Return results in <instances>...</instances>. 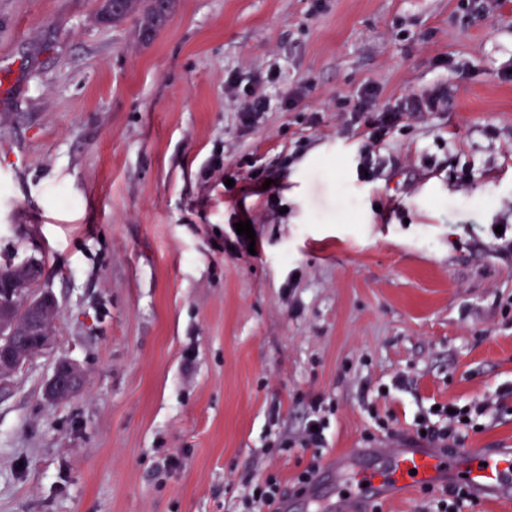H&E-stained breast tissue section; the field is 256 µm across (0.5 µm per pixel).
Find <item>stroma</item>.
Here are the masks:
<instances>
[{
  "mask_svg": "<svg viewBox=\"0 0 512 512\" xmlns=\"http://www.w3.org/2000/svg\"><path fill=\"white\" fill-rule=\"evenodd\" d=\"M101 5L0 0V256L59 303L0 395V512H260L317 399L326 461L448 402L500 401L460 445L512 448V0H175L148 42ZM368 84L452 100L373 147L336 110ZM256 85L243 88L233 95L237 102L235 112H237L238 125L244 132L259 128L266 112L270 111V99L260 92ZM83 380V371L78 365L60 360L46 384L45 395L51 401L71 398L79 391ZM284 493L281 482L277 478L269 476L256 486L253 497L264 505L273 506L284 497Z\"/></svg>",
  "mask_w": 512,
  "mask_h": 512,
  "instance_id": "obj_1",
  "label": "stroma"
}]
</instances>
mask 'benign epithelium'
<instances>
[{
    "label": "benign epithelium",
    "instance_id": "benign-epithelium-1",
    "mask_svg": "<svg viewBox=\"0 0 512 512\" xmlns=\"http://www.w3.org/2000/svg\"><path fill=\"white\" fill-rule=\"evenodd\" d=\"M0 265L11 274L0 279V393L32 358L53 345L52 323L58 302L45 287L40 260L32 257L20 264L3 259ZM84 380L82 369L60 360L45 387L51 401L73 397Z\"/></svg>",
    "mask_w": 512,
    "mask_h": 512
}]
</instances>
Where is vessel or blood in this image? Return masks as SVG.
Instances as JSON below:
<instances>
[{
  "label": "vessel or blood",
  "instance_id": "vessel-or-blood-1",
  "mask_svg": "<svg viewBox=\"0 0 512 512\" xmlns=\"http://www.w3.org/2000/svg\"><path fill=\"white\" fill-rule=\"evenodd\" d=\"M349 471L353 481L350 494L339 498V512H356L357 506L390 498L408 488H439L458 480L464 481L470 493L479 499L512 500V451L482 455L475 448L454 451L401 446L389 454L385 467H355L353 458L340 456L323 479Z\"/></svg>",
  "mask_w": 512,
  "mask_h": 512
}]
</instances>
